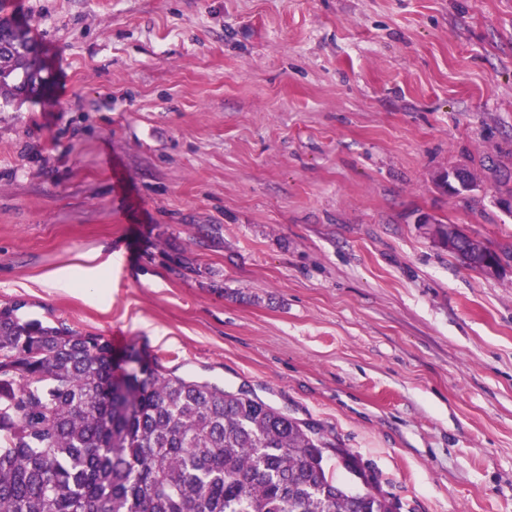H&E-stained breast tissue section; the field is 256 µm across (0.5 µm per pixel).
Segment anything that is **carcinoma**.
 <instances>
[{"label": "carcinoma", "instance_id": "obj_1", "mask_svg": "<svg viewBox=\"0 0 512 512\" xmlns=\"http://www.w3.org/2000/svg\"><path fill=\"white\" fill-rule=\"evenodd\" d=\"M0 96L48 87L28 31L0 16ZM489 247L466 236L472 269ZM0 307V512H393L367 484L347 489L314 428L244 393L165 374L132 348L116 377L112 345ZM347 471L365 474L338 448Z\"/></svg>", "mask_w": 512, "mask_h": 512}]
</instances>
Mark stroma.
<instances>
[{"instance_id":"1","label":"stroma","mask_w":512,"mask_h":512,"mask_svg":"<svg viewBox=\"0 0 512 512\" xmlns=\"http://www.w3.org/2000/svg\"><path fill=\"white\" fill-rule=\"evenodd\" d=\"M6 13L49 87L0 97V305L323 429L398 512H512V0ZM489 249L490 248L485 245L481 249L479 244L475 243L470 238L466 236H458L452 253L460 258L468 267L477 270L478 268H482L484 264V251L490 253Z\"/></svg>"}]
</instances>
